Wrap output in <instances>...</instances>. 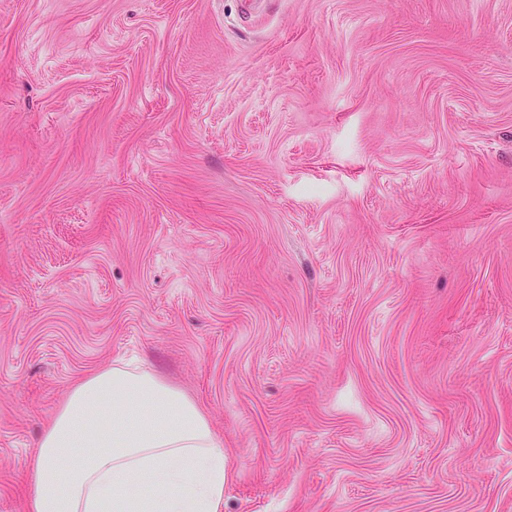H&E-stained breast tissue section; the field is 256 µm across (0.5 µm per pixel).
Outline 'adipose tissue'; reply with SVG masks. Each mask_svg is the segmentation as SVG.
<instances>
[{
	"label": "adipose tissue",
	"instance_id": "obj_1",
	"mask_svg": "<svg viewBox=\"0 0 512 512\" xmlns=\"http://www.w3.org/2000/svg\"><path fill=\"white\" fill-rule=\"evenodd\" d=\"M28 478V512H220L224 443L183 391L116 363L72 387Z\"/></svg>",
	"mask_w": 512,
	"mask_h": 512
}]
</instances>
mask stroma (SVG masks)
<instances>
[{
	"instance_id": "1",
	"label": "stroma",
	"mask_w": 512,
	"mask_h": 512,
	"mask_svg": "<svg viewBox=\"0 0 512 512\" xmlns=\"http://www.w3.org/2000/svg\"><path fill=\"white\" fill-rule=\"evenodd\" d=\"M120 360L222 512H512V0H0V512Z\"/></svg>"
}]
</instances>
